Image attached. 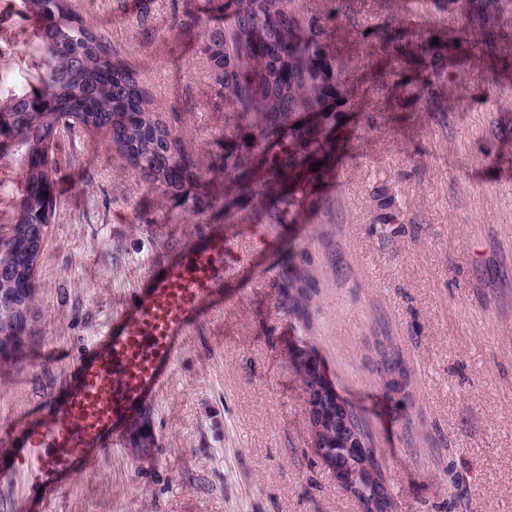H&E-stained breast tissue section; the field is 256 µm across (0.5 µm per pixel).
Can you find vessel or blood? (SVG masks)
<instances>
[{
	"instance_id": "b4317fda",
	"label": "vessel or blood",
	"mask_w": 512,
	"mask_h": 512,
	"mask_svg": "<svg viewBox=\"0 0 512 512\" xmlns=\"http://www.w3.org/2000/svg\"><path fill=\"white\" fill-rule=\"evenodd\" d=\"M240 226L172 249L68 354L62 384L0 427V478L25 475L18 512H50L77 476L119 453L145 466L159 459L155 407L192 329L224 308V285L241 261Z\"/></svg>"
}]
</instances>
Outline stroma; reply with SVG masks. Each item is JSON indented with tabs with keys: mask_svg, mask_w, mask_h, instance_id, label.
<instances>
[{
	"mask_svg": "<svg viewBox=\"0 0 512 512\" xmlns=\"http://www.w3.org/2000/svg\"><path fill=\"white\" fill-rule=\"evenodd\" d=\"M119 59L140 74L159 118L207 160L224 138L200 27L145 0L143 27L125 0H70ZM493 44L474 10L436 0H354L356 26L337 25L359 123L305 227L254 223L239 250L250 274L230 303L195 327L160 395L157 463L100 459L52 512H363L322 462L300 379L303 343L317 350L340 396L361 417L395 512H512V0H491ZM417 5L413 38L469 44L451 59L430 111L396 89L406 71L373 51L375 33ZM55 218L36 269L34 336L0 364V424L37 402L64 365L36 360L54 345L90 342L121 298L175 245L203 238L177 201L162 200L103 135L59 140ZM384 190L394 219L373 197ZM304 247L316 279L310 326L289 315L278 285L289 248ZM399 359L393 392L381 368Z\"/></svg>",
	"mask_w": 512,
	"mask_h": 512,
	"instance_id": "1",
	"label": "stroma"
}]
</instances>
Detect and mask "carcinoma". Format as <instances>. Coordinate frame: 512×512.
Returning <instances> with one entry per match:
<instances>
[{
  "label": "carcinoma",
  "instance_id": "obj_1",
  "mask_svg": "<svg viewBox=\"0 0 512 512\" xmlns=\"http://www.w3.org/2000/svg\"><path fill=\"white\" fill-rule=\"evenodd\" d=\"M14 7L29 29L24 59L0 69L12 76L0 81V137L13 144L0 168L19 171L18 180L3 184L0 208V346L14 331L10 307L35 300V269L49 228L44 193L51 192L54 172L42 155L54 148L52 135L62 125L102 134L163 198H179L198 224L220 210L227 224L242 211L257 224H304L313 208L326 205L352 132L346 66L331 49L338 18L355 23L351 0H324L323 10L308 18L297 14L296 0H203L205 17L191 16L187 24H205L209 80L231 106L232 128L204 168L158 118L140 76L110 55L104 36L87 27L69 0H14ZM376 38L378 49L413 70L415 88L430 97L445 78L448 54L465 47L415 39L393 21ZM290 251L281 300L308 326L315 279L305 251ZM296 373L305 377L318 417L337 416L324 430L347 417L359 427L354 413L319 393L307 366ZM331 451L336 466L357 475L359 500L372 499V460L344 444Z\"/></svg>",
  "mask_w": 512,
  "mask_h": 512
}]
</instances>
